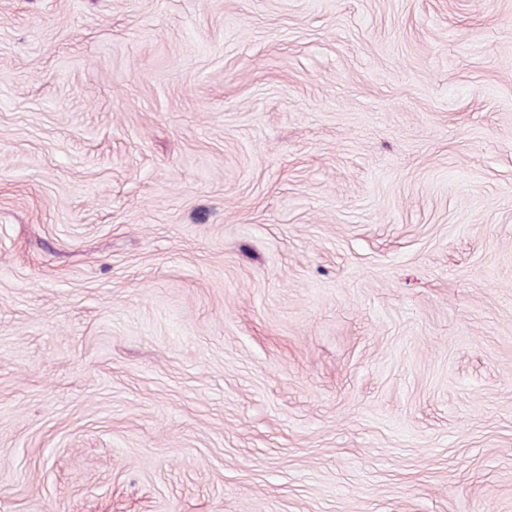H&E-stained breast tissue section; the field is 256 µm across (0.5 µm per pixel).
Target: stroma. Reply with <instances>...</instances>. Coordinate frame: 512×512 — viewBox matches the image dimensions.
<instances>
[{"instance_id":"1","label":"stroma","mask_w":512,"mask_h":512,"mask_svg":"<svg viewBox=\"0 0 512 512\" xmlns=\"http://www.w3.org/2000/svg\"><path fill=\"white\" fill-rule=\"evenodd\" d=\"M0 512H512V0H0Z\"/></svg>"}]
</instances>
